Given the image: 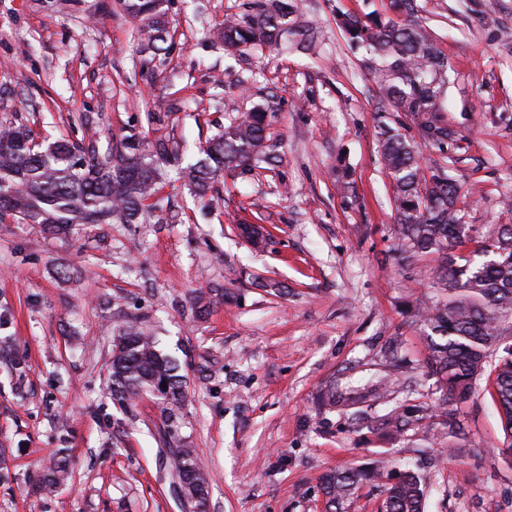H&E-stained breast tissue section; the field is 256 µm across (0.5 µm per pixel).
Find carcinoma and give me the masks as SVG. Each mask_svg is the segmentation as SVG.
<instances>
[{
	"label": "carcinoma",
	"instance_id": "carcinoma-1",
	"mask_svg": "<svg viewBox=\"0 0 512 512\" xmlns=\"http://www.w3.org/2000/svg\"><path fill=\"white\" fill-rule=\"evenodd\" d=\"M165 0H119L123 10L139 21L143 51L168 53ZM391 14L372 12L361 18L338 16V25L351 45L363 50L362 64L375 78L379 93L395 111L412 121L422 139L440 147L448 141L444 87L448 61L437 37L415 17L416 0H390ZM295 37L296 48L309 51L319 38L317 28L301 19L294 0H251L247 13L224 20L219 37L224 49L243 53L258 46H276L283 35ZM269 109L256 108L230 120L202 148L203 157L177 169L167 178L163 167L178 161L183 147L169 134H129L108 141L100 150L96 128L85 125L88 135L79 142L60 137L42 145L24 125L0 128V223L11 218L38 224L50 235H65L74 224H140L164 212L165 189L179 182L189 187L207 207L219 203L215 183L228 172L250 169L269 160ZM382 163L393 180L397 211V245L412 254L441 255L443 273L438 288L448 292V302L428 308L423 315L430 330L425 336L426 376L441 392L431 416L442 420L455 434L451 404L475 390L476 380L488 374L485 388L498 408L505 437V452L512 454V344L506 331L512 323V227L498 238L480 245L487 259L477 266L456 254L473 241L461 223L456 203L459 188L444 173H427L417 142L385 124L379 132ZM230 300L221 289L197 299L199 316L211 306ZM503 348L493 364L489 353ZM167 387H161V384ZM155 394L167 417L175 415L184 400L183 376L178 366L157 349L142 328L118 336L112 349V399L119 405L143 392ZM421 420L414 410L396 406L380 425L392 433ZM173 471L194 491V507L207 508L209 481L194 449L173 450ZM381 477L377 469H354L327 474L323 491L330 505L341 512L359 486ZM425 487L411 469L388 476L383 512H424Z\"/></svg>",
	"mask_w": 512,
	"mask_h": 512
}]
</instances>
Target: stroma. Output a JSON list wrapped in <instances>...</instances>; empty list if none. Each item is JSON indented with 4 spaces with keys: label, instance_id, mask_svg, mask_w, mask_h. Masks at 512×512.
Masks as SVG:
<instances>
[{
    "label": "stroma",
    "instance_id": "1",
    "mask_svg": "<svg viewBox=\"0 0 512 512\" xmlns=\"http://www.w3.org/2000/svg\"><path fill=\"white\" fill-rule=\"evenodd\" d=\"M247 3L167 0L172 51L153 57L116 0H0V123L78 140L83 114L106 140L170 112L193 161L230 119L269 104V150L282 158L218 182L219 211L185 188L174 214L148 224H78L59 238L0 224V512H191L169 465L178 444L208 476V512H332L325 474L372 466L418 471L427 512H512V459L485 380L455 405L457 437L434 419L394 436L379 426L393 406L438 401L420 371L418 313L447 299L432 286L438 255L395 259L378 123L405 116L337 24L388 0H297L320 29L315 53L228 54L213 34ZM417 4L452 67L443 119L454 136L423 158L447 165L481 239L512 225V0ZM243 222L265 228L263 249L239 236ZM214 288L230 302L195 318L194 297ZM134 322L186 380L173 418L148 393L128 415L112 403L113 343ZM385 375L387 397L365 399ZM331 386L362 397L359 414L318 409ZM62 459L64 479L35 490Z\"/></svg>",
    "mask_w": 512,
    "mask_h": 512
}]
</instances>
